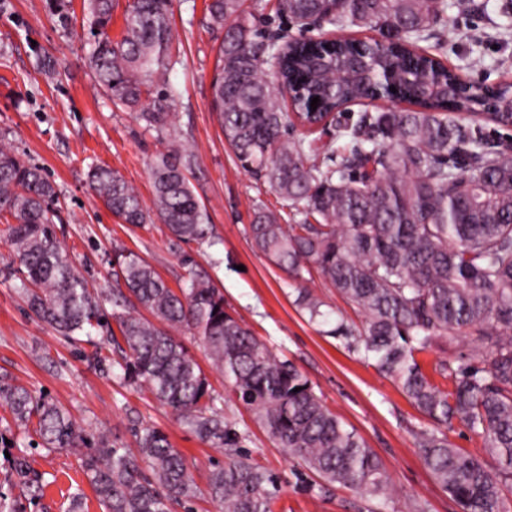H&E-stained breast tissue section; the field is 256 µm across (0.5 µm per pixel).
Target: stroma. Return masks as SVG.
<instances>
[{
    "instance_id": "1",
    "label": "stroma",
    "mask_w": 512,
    "mask_h": 512,
    "mask_svg": "<svg viewBox=\"0 0 512 512\" xmlns=\"http://www.w3.org/2000/svg\"><path fill=\"white\" fill-rule=\"evenodd\" d=\"M209 0H173L172 66L165 88L173 91L171 124L145 130L133 110L115 106L95 81L93 41L83 0H71L68 23H61L48 0H0V139L44 168L58 195V238L90 287L111 292L114 251L130 250L177 285L189 271L206 273L222 289L226 308L252 329L279 358L291 360L312 382L324 404L364 438L386 467L392 495L384 512H403L414 499L426 512H458L448 494L424 467L414 434L428 425L388 377L349 353L311 322L296 303L305 288L322 301L331 320L361 322L358 310L317 272L295 279L255 250L245 232L255 205L281 212L293 223L289 208L267 183L238 164L212 110L220 36L206 24ZM505 0H448V30L423 41L463 77L496 85L512 81V13ZM181 145L197 163L188 178L206 208L215 236L201 244H183L165 224L135 226L113 216L90 188L95 165L117 169L151 205L150 164L169 146ZM6 218H0V375L14 378L35 395L66 408L94 435L135 448L133 424L158 428L187 457L199 490L195 512H220L207 494L218 449L202 442L170 408L145 386L108 379L82 357L90 346L74 342L32 317L9 265ZM224 417L263 467L282 478L274 512H356L361 497L341 485L320 492L315 476L297 481L296 461L276 446L245 408L225 400ZM17 450L25 452L46 482L44 495L29 501L20 488L12 499L22 512H68V495L83 490L84 512H104L81 467L85 448L47 451L33 448L15 432Z\"/></svg>"
}]
</instances>
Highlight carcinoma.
<instances>
[{
    "instance_id": "1",
    "label": "carcinoma",
    "mask_w": 512,
    "mask_h": 512,
    "mask_svg": "<svg viewBox=\"0 0 512 512\" xmlns=\"http://www.w3.org/2000/svg\"><path fill=\"white\" fill-rule=\"evenodd\" d=\"M116 0H87L92 18V67L113 104L139 108L148 130L172 119L174 95L156 87L171 63L172 0H128L118 40L107 28ZM281 14L320 20L342 34L296 39L280 52L265 44L246 0H211L212 29L223 33L213 100L224 139L240 166L266 176L295 216L258 205L246 232L277 267L301 277L316 268L326 285L354 305L359 325L339 322L330 334L380 374L392 379L428 420L416 433L424 466L458 512H509L512 487V143L485 134L483 124L512 127V82H471L438 56L418 47L444 20L447 0H341L331 16L326 0H279ZM385 40L344 34L352 28ZM295 87L288 105L264 65ZM396 92H391L390 87ZM319 97L317 109L311 100ZM376 101L408 109L364 110L346 125L349 153L290 141L288 127L313 131L329 114ZM472 123L460 127L456 116ZM193 154L172 149L151 167L153 208L116 170L97 167L91 183L105 207L126 224L157 217L177 241L201 243L213 234L187 171ZM56 192L42 170L0 143V212L10 215L6 244L31 314L73 340L95 347L101 371L146 385L177 412L202 441L224 449L213 464L207 494L224 512H272L281 478L239 446L224 419V395L173 331L185 327L202 340L231 397L250 411L270 438L319 479L361 493L359 512H383L389 475L373 449L322 402L310 380L281 360L224 305L209 276L192 273L174 290L132 252L114 255L125 290L108 297L89 287L68 262L57 238ZM121 339L99 335L106 303ZM298 303L313 321L322 302L303 290ZM148 311L153 320L132 311ZM464 338L473 346L428 373L420 356ZM114 345L119 360L101 356ZM300 391H295V388ZM0 404L14 425L48 450L92 449L82 461L105 512H194L190 466L169 437L154 427L134 428L137 448L86 432L57 403L0 376ZM482 440L485 457L456 447L454 423ZM491 458L490 466L486 458ZM8 483L35 500L42 475L28 458L7 459Z\"/></svg>"
}]
</instances>
